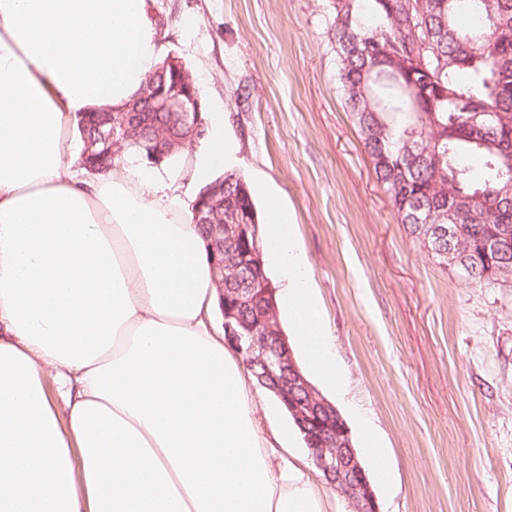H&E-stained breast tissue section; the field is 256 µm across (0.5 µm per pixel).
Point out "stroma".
<instances>
[{
  "label": "stroma",
  "mask_w": 512,
  "mask_h": 512,
  "mask_svg": "<svg viewBox=\"0 0 512 512\" xmlns=\"http://www.w3.org/2000/svg\"><path fill=\"white\" fill-rule=\"evenodd\" d=\"M328 0H152L258 213L287 206L347 377L330 399L378 430L380 512H512V282L473 283L407 235L344 103ZM193 202L206 180L144 164Z\"/></svg>",
  "instance_id": "obj_1"
}]
</instances>
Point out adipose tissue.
I'll list each match as a JSON object with an SVG mask.
<instances>
[{
	"mask_svg": "<svg viewBox=\"0 0 512 512\" xmlns=\"http://www.w3.org/2000/svg\"><path fill=\"white\" fill-rule=\"evenodd\" d=\"M151 3L0 0V512H326L213 330L191 205L126 159L73 172L74 119L123 108L161 62ZM233 152L214 115L194 170ZM261 246L304 365L344 392L279 203Z\"/></svg>",
	"mask_w": 512,
	"mask_h": 512,
	"instance_id": "adipose-tissue-1",
	"label": "adipose tissue"
}]
</instances>
